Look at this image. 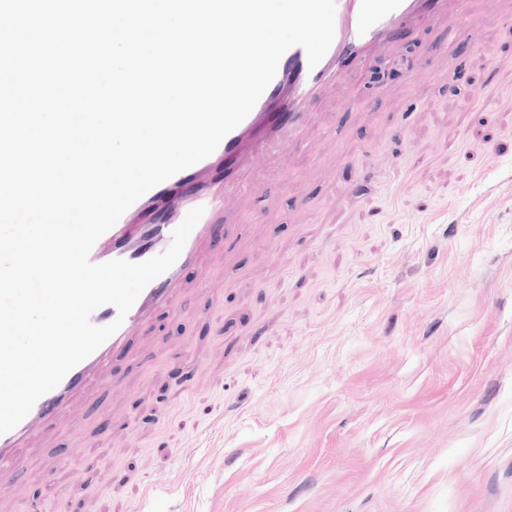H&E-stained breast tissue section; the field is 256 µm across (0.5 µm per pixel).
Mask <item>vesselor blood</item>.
<instances>
[{"label":"vessel or blood","instance_id":"vessel-or-blood-1","mask_svg":"<svg viewBox=\"0 0 512 512\" xmlns=\"http://www.w3.org/2000/svg\"><path fill=\"white\" fill-rule=\"evenodd\" d=\"M419 7L420 0H336L334 39L323 59L312 66L304 48L288 49L252 111L211 156L150 189L96 241L89 254L92 263H141L170 246L174 229L191 209H205L177 261L145 287L126 316H119L111 305L94 311L95 325L116 321L119 329L43 395L15 428L0 435V462L10 458L39 423L67 408L75 391L90 383L109 384L101 366L110 353L123 347L152 309L172 303L184 269L229 205L227 185L249 161L245 143L258 135L263 144L287 146L307 134L313 120L310 100L327 84L342 79L345 63L362 60L368 48L385 47L394 28Z\"/></svg>","mask_w":512,"mask_h":512}]
</instances>
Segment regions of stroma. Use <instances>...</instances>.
<instances>
[{
    "label": "stroma",
    "mask_w": 512,
    "mask_h": 512,
    "mask_svg": "<svg viewBox=\"0 0 512 512\" xmlns=\"http://www.w3.org/2000/svg\"><path fill=\"white\" fill-rule=\"evenodd\" d=\"M454 8L252 159L0 512H512V0Z\"/></svg>",
    "instance_id": "obj_1"
}]
</instances>
